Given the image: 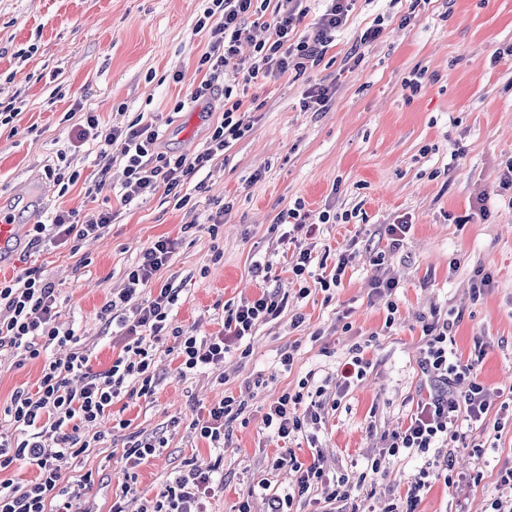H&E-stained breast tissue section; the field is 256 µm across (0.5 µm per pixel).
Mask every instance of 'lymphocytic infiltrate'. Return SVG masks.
I'll list each match as a JSON object with an SVG mask.
<instances>
[{"label": "lymphocytic infiltrate", "instance_id": "1", "mask_svg": "<svg viewBox=\"0 0 512 512\" xmlns=\"http://www.w3.org/2000/svg\"><path fill=\"white\" fill-rule=\"evenodd\" d=\"M302 2L206 0L194 27L195 33H206L208 38L198 62L203 77L189 92V101L211 99L228 69L248 85L291 70L300 74L319 65L337 29L347 19L351 0H329L313 35L294 42L290 35L304 15ZM267 9L272 17L265 24L266 37L252 39L249 19ZM244 39L253 45L252 58L247 62L238 57V45ZM241 106V100L225 96L221 121L211 128L204 149L192 157L159 150L160 127L151 118L104 128L96 113L84 112L75 126L73 140L80 146L93 143L105 163H122L123 201L161 190L178 196L184 206L188 200L181 197L180 188L185 178L212 166L233 141L249 132ZM113 218L107 207L71 209L56 214L50 225H35L34 230L64 243L103 235ZM176 246V240L167 237L154 241L128 273L123 288L113 292L100 309L103 319L117 309L131 310L130 316L121 321L128 342L111 366L101 371L94 370L82 337L61 323L54 288L38 271L28 270L11 281L0 282V351L28 360L41 357L53 344L69 349L66 356L45 361L36 390H19L11 397L7 411L28 433L13 442L0 441V512H86L84 491L92 482L91 474L63 486L59 483L60 470L103 440V433L88 438L81 430L99 423L125 388L134 384L138 396H153L155 341L166 335L174 337L180 372L197 371L222 363L232 343L251 335L258 323L273 320L283 311L284 301L265 293L228 309L222 334L197 338L170 329L169 316L178 301L177 291L165 286L151 297L146 291L168 265ZM454 325V319L436 317L423 326L426 342L420 368L427 394L417 402L409 424L388 437L390 455L425 453L440 442L451 447L468 443L474 453L483 451V443L469 442L466 427L484 421L492 406V394L479 379L475 361L462 360L453 352ZM320 408L316 392L286 393L270 406L265 423L288 440L301 433L306 424L319 423ZM244 409L243 401L227 396L208 408L205 417L194 419L192 426L211 448L220 450L229 439L230 425ZM18 464L35 467L36 478L24 484L3 478V471ZM272 466L289 468L297 479L293 491L266 496V512H291L294 501L318 484L325 490L324 512H335L336 504L351 497L348 478L327 481L320 451H312L310 461L304 462L287 448L273 457ZM439 478L451 486L475 480L472 474L455 472L453 458L435 461L411 479L406 512H415L421 491ZM210 480L209 472L196 467L182 472L140 512H208Z\"/></svg>", "mask_w": 512, "mask_h": 512}]
</instances>
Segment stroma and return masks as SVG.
Masks as SVG:
<instances>
[{
    "label": "stroma",
    "mask_w": 512,
    "mask_h": 512,
    "mask_svg": "<svg viewBox=\"0 0 512 512\" xmlns=\"http://www.w3.org/2000/svg\"><path fill=\"white\" fill-rule=\"evenodd\" d=\"M203 8L202 0H0V102L22 103L16 120L0 126V208L17 223L30 224L36 214L48 224L56 211L87 205V186L102 176L95 204L116 214L97 240L56 246L25 233L0 281L32 268L52 282L63 322L84 336L97 370L111 366L126 343L98 311L159 237L179 242L159 282L179 293L171 324L184 335L222 332L227 307L262 293L288 300L276 320L232 344L220 367L180 375L173 339L159 341L154 395L115 399L101 425L104 441L62 468L61 483L92 473L88 506L109 512L130 439L160 438V454L137 469L139 495L126 500V512H139L189 464L211 475V512H237L259 483L276 494L294 486V472L269 465L280 448L290 446L305 461L315 445L328 476H347L353 486L348 512L402 510L409 479L427 459L450 452L391 456L385 439L408 425L423 392L424 321L452 314L454 352L477 360L494 394L493 410L471 436L495 440L496 448L480 456L457 448L456 470L480 474V482L455 488L436 480L416 512H455L461 500L468 512H487L497 472L512 459V425L493 430L497 407L512 400V208L500 188L512 160V0H424L417 7L353 0L317 68L246 89L225 76L251 129L214 168L184 182L185 207L160 193L122 204L121 165L107 170L96 153L71 152L65 114L79 101L106 127L154 115L162 150L201 151L221 118L222 95L180 111L175 105L201 79L196 69L207 41L193 27ZM410 11L414 20L401 26ZM374 26L382 29L379 39L358 46ZM416 77L421 88L413 93L405 83ZM318 82L333 87L327 108L303 110ZM62 152L77 175L68 191L52 183L45 196L21 197L24 183L45 178ZM299 203L315 226L296 234L315 256L306 279L294 276L292 251L276 226L277 215ZM325 210L352 217L319 223ZM219 211L224 220L213 235L209 218ZM401 217L412 229L392 253L384 228ZM342 252L351 260L341 285L321 290L315 275L331 271ZM380 256V268L397 283L391 323L390 301L377 299L371 286ZM481 272L492 281L478 293ZM357 345L370 366L337 392L336 376ZM286 352L294 356L288 367L281 364ZM42 370V361L0 356V437H19L5 409L15 391L35 389ZM305 380L325 389L321 421L286 443L265 414ZM227 395L247 407L216 451L190 424Z\"/></svg>",
    "instance_id": "obj_1"
}]
</instances>
